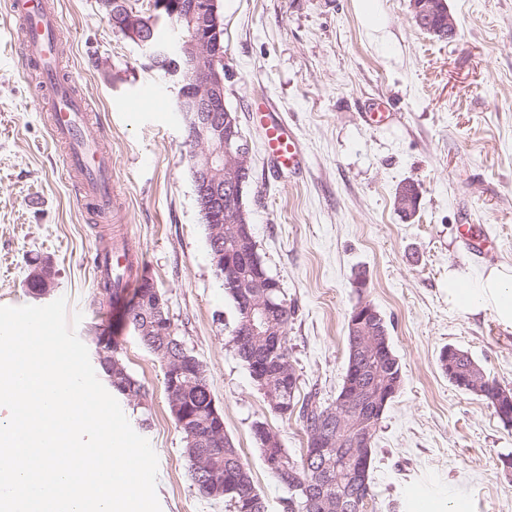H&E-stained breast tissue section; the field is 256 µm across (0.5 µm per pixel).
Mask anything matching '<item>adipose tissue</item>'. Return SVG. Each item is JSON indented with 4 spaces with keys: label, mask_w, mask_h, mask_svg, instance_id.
<instances>
[{
    "label": "adipose tissue",
    "mask_w": 512,
    "mask_h": 512,
    "mask_svg": "<svg viewBox=\"0 0 512 512\" xmlns=\"http://www.w3.org/2000/svg\"><path fill=\"white\" fill-rule=\"evenodd\" d=\"M448 298L470 313L491 311L500 323L512 326V267L495 266L473 278L449 271Z\"/></svg>",
    "instance_id": "1"
}]
</instances>
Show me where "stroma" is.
<instances>
[{"instance_id": "obj_1", "label": "stroma", "mask_w": 512, "mask_h": 512, "mask_svg": "<svg viewBox=\"0 0 512 512\" xmlns=\"http://www.w3.org/2000/svg\"><path fill=\"white\" fill-rule=\"evenodd\" d=\"M457 23L440 40L414 22L409 0H381L382 25L364 27L355 0H219L226 100L251 146L244 192L269 273L296 313L287 339L298 391L331 404L347 365V316L371 302L388 323L403 383L376 436L372 512H512V428L486 401L454 386L438 356L468 354L512 389V327L489 311L448 300V270L473 275L512 266V0H446ZM62 78L91 105L89 131L107 133L120 208L145 272L188 349L203 363L224 412V430L250 467L267 512H287L286 489L266 467L252 424L300 455L307 437L274 413L231 341L233 303L216 277L208 230L196 206L192 150L174 93L145 53L116 33L98 0H56ZM18 18L0 0V306L34 304L32 262L56 270L49 300L66 298L89 342L109 320L121 356L146 390L158 457L161 512H229L201 497L168 403L164 366L100 310L92 254L111 223L83 207L44 124L17 43ZM383 98L400 122L364 114ZM298 134L302 175L274 172L255 99ZM414 182L419 203L400 212L396 193ZM486 235L493 258L473 254L461 225ZM366 272L367 286L352 279Z\"/></svg>"}]
</instances>
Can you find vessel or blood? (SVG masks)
Returning a JSON list of instances; mask_svg holds the SVG:
<instances>
[{
  "instance_id": "b4317fda",
  "label": "vessel or blood",
  "mask_w": 512,
  "mask_h": 512,
  "mask_svg": "<svg viewBox=\"0 0 512 512\" xmlns=\"http://www.w3.org/2000/svg\"><path fill=\"white\" fill-rule=\"evenodd\" d=\"M23 19L21 38L26 71L39 73L33 85L47 102V126L52 141L64 150L70 176L77 179L84 204L104 217L115 213L118 201L112 185V159L104 142L87 137L91 118L85 99L56 70L60 54L59 17L54 0H12ZM266 151L277 171L295 173L303 162V149L295 131L283 120L267 122ZM94 288H111L119 302H126L134 288L146 280L142 258L130 237L121 231L103 238L96 250Z\"/></svg>"
}]
</instances>
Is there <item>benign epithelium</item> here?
I'll return each mask as SVG.
<instances>
[{"label":"benign epithelium","instance_id":"obj_1","mask_svg":"<svg viewBox=\"0 0 512 512\" xmlns=\"http://www.w3.org/2000/svg\"><path fill=\"white\" fill-rule=\"evenodd\" d=\"M435 0H411V11L416 24L424 22L434 8ZM102 12L112 22L113 29L139 46L157 66L167 70V77L176 86L175 100L183 112L189 140L193 142L191 169L196 183V204L204 223L210 226V254L213 267L232 262L233 250L229 244L238 235L224 232L227 224L245 223L242 193L248 181L251 147L242 134L237 119L232 117L226 103V70L224 68V24L219 11V0H151L150 8L140 12L125 0H98ZM178 17L188 31L175 46L161 43L155 38L157 23L164 16ZM56 271L52 264L33 265L28 280L37 284V295L45 296L53 288ZM251 281L252 288L243 292L240 302L248 318L249 335H271L269 330L273 315L282 304L274 295L276 288L271 279L262 274L253 279L241 276V282ZM149 329L156 338L154 348L169 371L170 411L180 424L187 427L188 440L195 453L206 458L215 454L224 444L219 431L224 429V413L211 404L204 430L188 425L194 417L188 413L183 392L201 381L202 365L185 344L174 336L172 323L167 317L166 302L153 285L138 294ZM382 316L370 303L359 304L349 322L351 331V365L368 361L369 355L388 348L380 338L364 335V328L381 320ZM96 362L117 386L126 387L125 371L116 354L119 349L112 338L99 332L94 336ZM377 375L367 376L365 384L346 392L326 412L316 430L311 454L320 456L332 447L333 437L348 431L352 437V480L354 495L361 494L366 484L367 465L370 458L368 431L357 421L360 414L382 418L391 394L376 386ZM495 407L497 416L507 426H512V393L500 390ZM267 451L264 456L268 469L284 472V459L276 448L279 438L262 431L258 434Z\"/></svg>","mask_w":512,"mask_h":512}]
</instances>
